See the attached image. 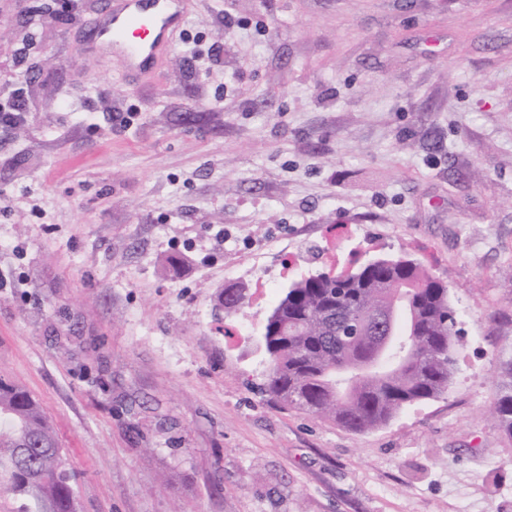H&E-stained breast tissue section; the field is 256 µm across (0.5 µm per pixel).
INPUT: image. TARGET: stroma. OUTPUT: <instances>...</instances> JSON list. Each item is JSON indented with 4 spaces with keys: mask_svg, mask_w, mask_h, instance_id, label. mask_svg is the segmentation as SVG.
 I'll return each mask as SVG.
<instances>
[{
    "mask_svg": "<svg viewBox=\"0 0 512 512\" xmlns=\"http://www.w3.org/2000/svg\"><path fill=\"white\" fill-rule=\"evenodd\" d=\"M0 0V377L78 512H512V0H194L132 84L102 0ZM128 112L116 128L111 113ZM407 254L448 285L452 384L355 434L261 394L288 281ZM267 287L225 317L253 252ZM25 104L17 98L0 102V128H11L23 122ZM490 414L497 427L512 438V387L496 399Z\"/></svg>",
    "mask_w": 512,
    "mask_h": 512,
    "instance_id": "stroma-1",
    "label": "stroma"
}]
</instances>
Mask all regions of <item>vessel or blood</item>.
I'll return each mask as SVG.
<instances>
[{
  "mask_svg": "<svg viewBox=\"0 0 512 512\" xmlns=\"http://www.w3.org/2000/svg\"><path fill=\"white\" fill-rule=\"evenodd\" d=\"M192 0H105L87 23L88 48L124 64L128 80L151 72L185 27Z\"/></svg>",
  "mask_w": 512,
  "mask_h": 512,
  "instance_id": "1",
  "label": "vessel or blood"
}]
</instances>
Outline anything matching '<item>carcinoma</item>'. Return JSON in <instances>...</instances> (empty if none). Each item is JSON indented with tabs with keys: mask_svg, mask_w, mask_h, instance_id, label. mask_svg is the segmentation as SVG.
I'll return each instance as SVG.
<instances>
[{
	"mask_svg": "<svg viewBox=\"0 0 512 512\" xmlns=\"http://www.w3.org/2000/svg\"><path fill=\"white\" fill-rule=\"evenodd\" d=\"M249 302L243 285L220 297L228 315ZM455 324L448 285L404 256L300 278L266 318L262 390L352 432L374 430L448 391ZM490 414L512 438V388ZM0 492L19 502L17 512H77L71 474L40 403L1 378Z\"/></svg>",
	"mask_w": 512,
	"mask_h": 512,
	"instance_id": "carcinoma-1",
	"label": "carcinoma"
}]
</instances>
